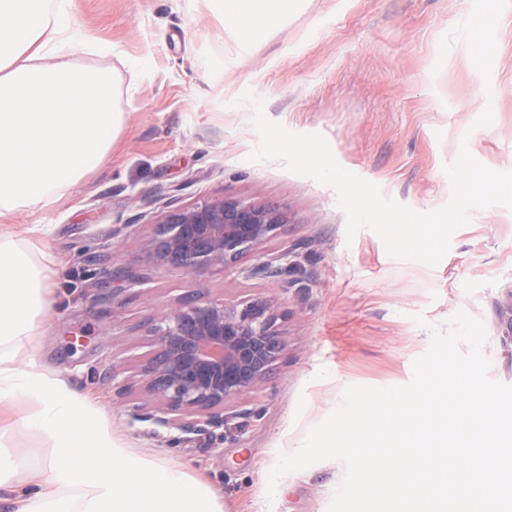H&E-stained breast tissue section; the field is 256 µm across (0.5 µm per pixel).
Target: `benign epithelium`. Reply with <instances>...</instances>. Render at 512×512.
<instances>
[{
	"mask_svg": "<svg viewBox=\"0 0 512 512\" xmlns=\"http://www.w3.org/2000/svg\"><path fill=\"white\" fill-rule=\"evenodd\" d=\"M288 223L280 208L214 197L189 206H168L153 224L148 258L171 264V256L190 248L180 266L188 272L224 270ZM284 257L260 258L247 276L271 285L284 279ZM112 292L97 300L121 308V284L141 283L130 271L112 276ZM157 354L148 367L145 388L153 398L146 410L129 413L131 423H147L153 433L187 440L247 426L259 413L238 408L239 399L269 374L285 348L277 316L265 302L245 306L189 296L163 311L154 328Z\"/></svg>",
	"mask_w": 512,
	"mask_h": 512,
	"instance_id": "7a95c632",
	"label": "benign epithelium"
}]
</instances>
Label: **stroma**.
I'll return each instance as SVG.
<instances>
[{"instance_id": "stroma-1", "label": "stroma", "mask_w": 512, "mask_h": 512, "mask_svg": "<svg viewBox=\"0 0 512 512\" xmlns=\"http://www.w3.org/2000/svg\"><path fill=\"white\" fill-rule=\"evenodd\" d=\"M471 8L472 0H292L285 19L241 37L212 0H73L97 44L81 62L114 74L125 121L102 133L113 142L110 155L79 159L85 175L63 199L14 217L21 230L46 223V247L61 264L36 360L91 394L127 448L207 480L224 512H328L344 461L282 474L273 498L263 492L269 468L342 405L347 387L408 384L414 360L458 311L485 323L488 376L512 385L499 316L512 292V209L471 210L448 253L428 266L389 256L369 228L347 235L331 187L282 161L251 158L260 110L291 132L323 135L342 169L419 212L448 203L444 168L461 147L512 172V5L497 26L490 80L463 40L437 60L440 39ZM488 106L492 124L475 128ZM221 196L281 207L289 221L222 271L148 264L167 203ZM281 254L290 264L285 287L246 276L258 258ZM113 255L145 279L122 294L117 319L96 300L108 278L103 259ZM192 293L267 302L286 349L240 401L260 410L259 420L239 433L176 442L131 424L128 412L151 403L143 369L155 352L156 310ZM114 363L120 393L105 375Z\"/></svg>"}]
</instances>
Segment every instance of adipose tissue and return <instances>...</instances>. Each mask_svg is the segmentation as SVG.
Segmentation results:
<instances>
[{
	"mask_svg": "<svg viewBox=\"0 0 512 512\" xmlns=\"http://www.w3.org/2000/svg\"><path fill=\"white\" fill-rule=\"evenodd\" d=\"M215 2L244 34L288 10V0ZM93 49L72 0H0V512H224L204 479L129 451L111 428L96 426L87 393L35 361L60 264L44 225L22 240L10 219L63 197L83 175L76 158L112 149L101 131L123 114L114 75L78 61ZM20 429L52 443L50 456L24 473L8 447Z\"/></svg>",
	"mask_w": 512,
	"mask_h": 512,
	"instance_id": "1",
	"label": "adipose tissue"
}]
</instances>
